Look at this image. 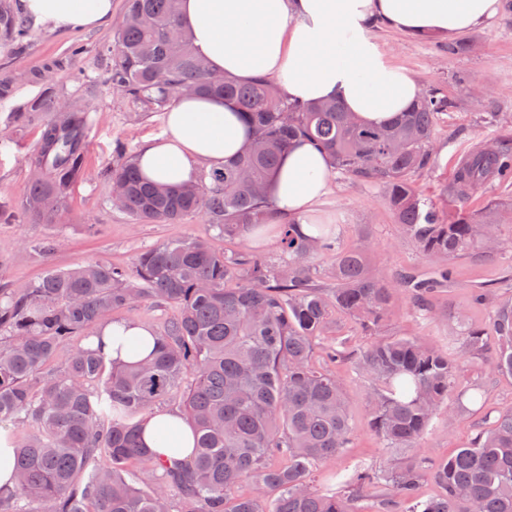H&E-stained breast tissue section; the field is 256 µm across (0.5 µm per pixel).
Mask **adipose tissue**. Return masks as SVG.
Instances as JSON below:
<instances>
[{"label": "adipose tissue", "mask_w": 512, "mask_h": 512, "mask_svg": "<svg viewBox=\"0 0 512 512\" xmlns=\"http://www.w3.org/2000/svg\"><path fill=\"white\" fill-rule=\"evenodd\" d=\"M20 10L61 30H89L112 19V0H20ZM501 0H181L180 18L194 48L214 72L247 82L272 78L291 100H338L359 120L381 124L417 97L420 84L408 69L388 60L368 36L380 20L407 32L455 35L487 24ZM165 134L137 153L143 177L178 186L201 169H223L250 138L235 101L181 97L164 114ZM329 159L304 141L280 156L267 181L275 223L305 224L326 195ZM154 329L122 319L98 324L91 346L105 360L136 363L149 358ZM154 456L187 461L195 443L190 423L173 409H158L142 428Z\"/></svg>", "instance_id": "obj_1"}]
</instances>
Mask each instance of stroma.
Segmentation results:
<instances>
[{"instance_id": "1", "label": "stroma", "mask_w": 512, "mask_h": 512, "mask_svg": "<svg viewBox=\"0 0 512 512\" xmlns=\"http://www.w3.org/2000/svg\"><path fill=\"white\" fill-rule=\"evenodd\" d=\"M504 2L499 16L488 26L467 33L471 48L465 53L455 51L453 40L439 35L409 34L384 24L369 29L382 51L411 70L423 89L439 90L454 102L453 108L437 120L434 169L412 178L415 189L441 207L446 204L445 191L452 175L464 158L485 143L512 140V0ZM124 5L125 0H113L111 23L98 29L61 31L34 21L23 47L0 42V77L13 75L18 79L13 97L0 102V202L15 203L24 196L30 178L25 159L42 133L39 121L18 126L11 119L43 90L42 85L24 81V74L47 70L48 62L62 60V67L47 70L48 84L65 97L94 108L85 176L74 185L56 223L34 224L19 213L11 223L0 224V292L23 293L49 267L104 261L129 268L154 246L198 235L208 237L220 252L242 250L271 261L283 259L274 230L259 240L245 235L228 241L200 215L179 224H138L112 207V183L106 170L116 142H124L135 152L145 139L161 136L164 131L162 113L134 111L121 96L91 82L105 69L99 50L111 43ZM82 72L89 75V82L79 80ZM492 112L500 113V121L489 120ZM490 202L496 205L492 220L507 250L494 258L462 256L453 260L448 284L436 293L428 312L408 296L401 277L429 273L433 264L405 235L380 184L333 172L329 191L318 206L321 216L335 226L339 251L369 243L368 265L377 268L395 290L383 337L416 338L444 347L448 344L446 320L461 312L468 325L482 330L487 339L485 350L467 354L457 376L460 386L479 384L484 399L453 417L447 411L439 412L415 449L416 456L430 467L466 444L478 430L491 427L500 411L512 407V376L494 368L497 334L493 326L498 308L512 306V177L474 192L464 206L481 215ZM43 241L53 242L52 252L35 251V244ZM479 291L487 293V302L475 301ZM333 342L342 343L348 354L347 359L331 366L346 387L354 432L348 448L317 467L316 484L324 491L334 488L333 473H345L358 465L384 472L397 468L405 459L403 453L384 446L371 428L366 402L373 383L357 368L369 339L359 321L334 313L326 336L316 342L315 365L327 363L325 348Z\"/></svg>"}]
</instances>
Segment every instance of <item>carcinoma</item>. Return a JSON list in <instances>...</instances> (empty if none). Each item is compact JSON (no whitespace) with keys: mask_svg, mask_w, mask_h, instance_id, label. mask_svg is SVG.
<instances>
[{"mask_svg":"<svg viewBox=\"0 0 512 512\" xmlns=\"http://www.w3.org/2000/svg\"><path fill=\"white\" fill-rule=\"evenodd\" d=\"M180 0H125L101 82L138 112H158L183 91L236 101L252 131L249 146L220 172L173 188L145 180L136 155L119 142L109 175L122 189L120 210L136 221L176 224L203 215L226 239L268 223L275 203L264 191L283 149L295 138L326 151L330 167L383 186L405 232L434 275H408L412 298L427 303L448 283V260L499 253L497 225L461 209L445 213L411 182L434 168L436 118L448 97L432 91L383 125L355 119L337 102L312 104L282 97L267 78L240 83L214 74L199 57L179 18ZM29 24L0 10V38L19 42ZM48 87L14 123L43 117L40 142L28 158L32 175L14 205L0 203V223L20 210L35 224H54L73 186L84 177L91 121L88 104L62 112ZM512 171V144L473 152L455 171L451 197L461 201ZM280 225L288 258L276 264L243 251L218 253L205 236L162 243L141 253L130 269L103 262L52 268L20 296L0 295V428L9 430L15 485L0 490V512H358L355 493L377 483L357 466L334 476L339 490L318 491L321 463L348 447L352 423L344 384L312 362L314 343L332 313L380 327L394 289L365 262L369 245L336 257V287L314 284L313 262L336 251L332 228ZM153 300L173 304L177 316L157 334L145 363L107 362L93 348H76L66 366H45L63 342L89 339L113 311ZM495 368L512 376V308L495 318ZM472 351L485 345L480 330L448 337ZM359 368L380 388L369 395L372 427L389 448L411 451L442 407L448 417L482 394L457 389L452 351L412 338L379 339L363 351ZM193 426L190 462L154 457L141 443L138 418L171 396ZM432 476L437 498L422 501L417 459L386 477L398 512H512V408L440 462ZM253 479L259 495L238 493Z\"/></svg>","mask_w":512,"mask_h":512,"instance_id":"cac0c4a2","label":"carcinoma"}]
</instances>
